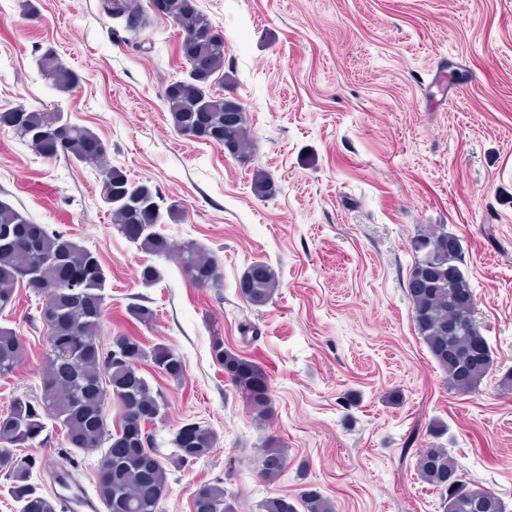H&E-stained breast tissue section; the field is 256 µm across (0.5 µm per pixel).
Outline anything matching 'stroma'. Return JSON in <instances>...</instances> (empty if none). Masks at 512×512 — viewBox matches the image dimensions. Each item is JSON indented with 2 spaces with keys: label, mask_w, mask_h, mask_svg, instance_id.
<instances>
[{
  "label": "stroma",
  "mask_w": 512,
  "mask_h": 512,
  "mask_svg": "<svg viewBox=\"0 0 512 512\" xmlns=\"http://www.w3.org/2000/svg\"><path fill=\"white\" fill-rule=\"evenodd\" d=\"M102 0H0V111L62 110L97 133L107 162L182 202L185 218L162 225L176 246L217 254L224 286L196 287L175 260L129 243L103 202L104 169L48 161L0 129V201L28 220L96 252L106 276L100 340L139 337L185 361L176 382L143 362L164 398L151 425L168 473L159 512H191L202 483L223 486L238 512L271 497L320 489L335 512H445L422 479L417 455L447 448L469 486L512 512V0H198L224 37V95L244 106L252 165L177 134L161 92L181 78L178 29L156 19L134 35ZM54 49L79 76L59 93L40 58ZM276 186L251 191L254 169ZM456 236L461 269L491 367L467 393L448 383L418 335L407 296L417 230ZM276 271L271 303L253 307L236 283L253 262ZM163 276L147 287L146 264ZM39 299L16 290L0 326L21 337L20 366L0 377V412L41 399L49 369ZM156 317L145 325L128 308ZM268 375L274 416L254 420L212 355L213 336ZM212 428L218 443L178 464L180 423ZM443 435H433L435 426ZM44 443L17 448L32 481L54 495L51 471L72 474L96 497L100 452L69 448L48 423ZM288 467L259 479L268 437Z\"/></svg>",
  "instance_id": "obj_1"
}]
</instances>
